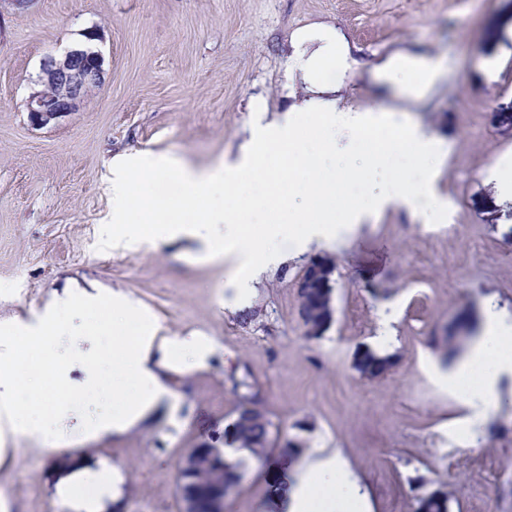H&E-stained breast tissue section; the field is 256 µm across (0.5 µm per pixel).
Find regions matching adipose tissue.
Returning <instances> with one entry per match:
<instances>
[{"label": "adipose tissue", "instance_id": "adipose-tissue-1", "mask_svg": "<svg viewBox=\"0 0 512 512\" xmlns=\"http://www.w3.org/2000/svg\"><path fill=\"white\" fill-rule=\"evenodd\" d=\"M298 55L304 56L310 97L301 99L274 120L257 117L239 160L217 162L196 170L165 157L138 159L120 155L112 160L113 248L150 240L158 243L189 233L213 215L201 201L207 190L222 187L228 200L221 218L224 237L212 243L209 255L230 262L237 302H244L251 277L271 263L282 261L283 244L303 250L313 241H343L355 225L368 222L384 207L400 203L413 212L439 213L443 202L430 189L442 163L433 138L416 125L377 111L337 108L329 96L339 74L350 66L344 45L330 28L301 30L295 35ZM315 51H308V44ZM382 75L394 88L416 97L435 81L438 70L414 56L390 58ZM385 130L394 138L362 145L364 135ZM358 138L355 158H346L336 139L342 133ZM284 159L269 167L276 150ZM172 179L182 186L178 200L136 196L135 180ZM264 213L260 233L249 229L253 210ZM97 294L72 298L74 308L94 313V326L112 335L111 348L85 360L86 386L111 399L112 410L84 428L94 438L127 431L174 395L156 369L174 366L184 354L204 363L213 351L210 339L181 342L161 334L150 314L122 294H113L112 309L98 310ZM512 374V325L489 316L482 335L456 365L454 382L471 384L465 398L471 422L484 423L499 393V379ZM30 438L46 434L43 420L29 405L0 399V428ZM295 482L281 507L283 512H365L361 488L340 449L293 466Z\"/></svg>", "mask_w": 512, "mask_h": 512}]
</instances>
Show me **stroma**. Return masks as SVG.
<instances>
[{
	"label": "stroma",
	"instance_id": "35a3bbf8",
	"mask_svg": "<svg viewBox=\"0 0 512 512\" xmlns=\"http://www.w3.org/2000/svg\"><path fill=\"white\" fill-rule=\"evenodd\" d=\"M333 28L348 43L342 108L402 113L429 132L444 163L434 191L448 203L424 223L400 204L357 225L344 247L289 251L234 305L228 262L205 255L224 224L158 247H112V157L167 156L196 168L234 161L256 108L282 111L304 96L289 72L295 33ZM101 36L104 82L78 112L37 129L26 100L43 60ZM411 54L442 70L418 98H401L375 66ZM512 0H34L0 8V331L76 294L122 293L146 307L166 336H204L201 367L166 369L175 400L121 435L92 439L85 421L112 404L88 395L71 404L45 450L23 437L0 440V512H65L63 478L119 468L124 481L101 512H180L184 457L223 435L239 404L236 378L273 422L264 458L246 457L226 512H276L283 445L296 458L340 448L371 512H416L425 492L448 493L449 512H512V379L487 427L448 376L435 339L455 322L481 335L487 310L512 323ZM336 262L335 320L321 338L303 334L295 283L310 258ZM69 310L52 357L70 364L111 345ZM395 355L380 379L353 367L359 347Z\"/></svg>",
	"mask_w": 512,
	"mask_h": 512
}]
</instances>
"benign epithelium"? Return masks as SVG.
I'll list each match as a JSON object with an SVG mask.
<instances>
[{
  "instance_id": "obj_1",
  "label": "benign epithelium",
  "mask_w": 512,
  "mask_h": 512,
  "mask_svg": "<svg viewBox=\"0 0 512 512\" xmlns=\"http://www.w3.org/2000/svg\"><path fill=\"white\" fill-rule=\"evenodd\" d=\"M104 57L92 47L79 46L59 56H50L41 65L37 84L42 89L30 93L26 100L29 122L43 128L78 111L92 89L98 87L104 75ZM336 265L315 257L305 266L297 280V287L328 288ZM335 313L333 292L327 294V305L320 323L310 325L306 331L313 335L329 327ZM214 448L211 441L202 442L183 460L180 472H198L206 465L205 459ZM181 512H224V477L215 475L212 487L207 488L185 481L179 482Z\"/></svg>"
}]
</instances>
